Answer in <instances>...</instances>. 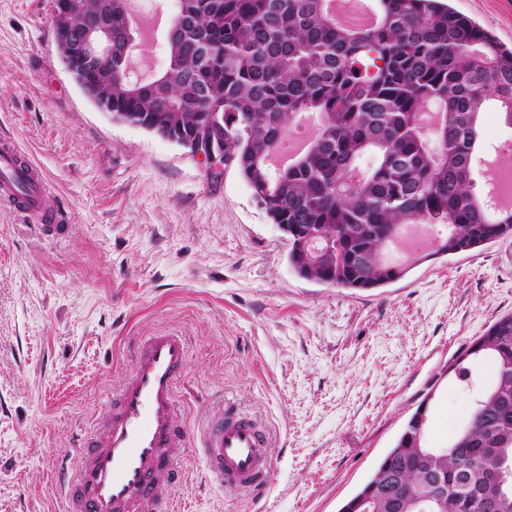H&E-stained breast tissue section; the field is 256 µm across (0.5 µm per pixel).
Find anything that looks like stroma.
<instances>
[{
  "instance_id": "obj_1",
  "label": "stroma",
  "mask_w": 512,
  "mask_h": 512,
  "mask_svg": "<svg viewBox=\"0 0 512 512\" xmlns=\"http://www.w3.org/2000/svg\"><path fill=\"white\" fill-rule=\"evenodd\" d=\"M54 0H0V139L46 174L59 234L0 205V512H63L55 490L123 382L141 336L177 331L180 421L223 409L262 427L273 465L225 493L178 457L180 512H339L420 403L443 448L495 377L448 366L512 313V235L411 264L382 288L299 276L288 241L234 168L205 164L101 111L66 71ZM512 48V0H449Z\"/></svg>"
}]
</instances>
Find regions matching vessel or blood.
I'll use <instances>...</instances> for the list:
<instances>
[{"instance_id":"obj_1","label":"vessel or blood","mask_w":512,"mask_h":512,"mask_svg":"<svg viewBox=\"0 0 512 512\" xmlns=\"http://www.w3.org/2000/svg\"><path fill=\"white\" fill-rule=\"evenodd\" d=\"M27 185L22 210L45 217L57 198L42 170L21 160L16 146L0 143V190ZM188 361V343L177 332L141 337L117 393L97 415L81 443L74 469L59 476L65 512H171L179 477L174 457L199 447L208 472L226 490L258 486L271 465L265 433L249 416L213 417L200 440L178 421L177 382Z\"/></svg>"}]
</instances>
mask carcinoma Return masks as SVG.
I'll return each mask as SVG.
<instances>
[{
    "label": "carcinoma",
    "instance_id": "carcinoma-1",
    "mask_svg": "<svg viewBox=\"0 0 512 512\" xmlns=\"http://www.w3.org/2000/svg\"><path fill=\"white\" fill-rule=\"evenodd\" d=\"M377 22L342 24L329 0H176L164 42L166 72L137 84L128 46L131 0H112V60L83 72L112 111L166 139L208 128L224 113V163L242 176L271 223L288 225V260L306 278L379 288L409 265L384 256L406 224L443 226L437 255L512 235V208L490 212L474 191L490 105L512 128V50L444 0H369ZM313 119V140L283 168L269 156L292 119ZM336 247L296 260L294 225ZM492 356L496 375L441 451L424 446L418 406L369 480L339 512H512V314L497 319L448 367L465 386L467 360Z\"/></svg>",
    "mask_w": 512,
    "mask_h": 512
}]
</instances>
